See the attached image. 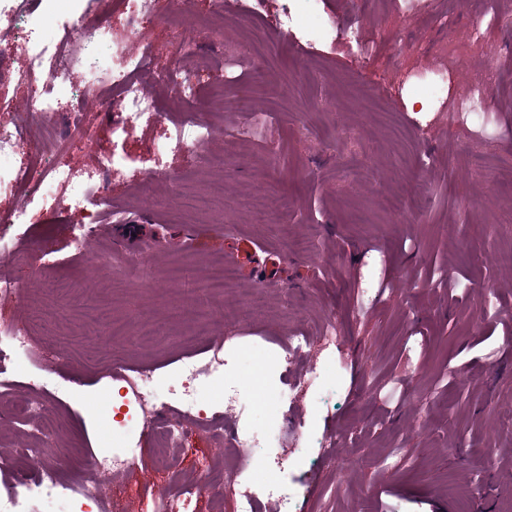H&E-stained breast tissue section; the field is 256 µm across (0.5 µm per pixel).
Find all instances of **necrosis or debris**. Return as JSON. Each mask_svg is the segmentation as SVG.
I'll return each mask as SVG.
<instances>
[{
  "instance_id": "1",
  "label": "necrosis or debris",
  "mask_w": 512,
  "mask_h": 512,
  "mask_svg": "<svg viewBox=\"0 0 512 512\" xmlns=\"http://www.w3.org/2000/svg\"><path fill=\"white\" fill-rule=\"evenodd\" d=\"M32 21L33 15L22 0H0V22L12 29L29 56L25 68L12 69L8 63L12 47L1 42L0 82H13L26 89L24 108L34 114L44 127L43 148L47 158L36 165L20 163L5 170L0 168V192L16 185L24 186L32 196L61 189L68 194L70 211L87 214L94 220L105 207L100 190L103 177L116 165L117 158L113 155L98 156L93 165L78 172L70 166L68 155L77 146L73 131L90 120L89 113L82 110L83 105L94 101L105 106L112 116L113 135L122 137L129 135L138 124L153 122L159 112L156 100L138 81V73L156 71L162 83L184 98L193 94V79L174 67L156 70L152 45L143 39L135 51L119 52L117 61L110 68L88 73L82 81H75L71 68L74 55L92 57L110 45L112 28L108 19H100L91 27L84 22L82 13H75L63 24L60 33L49 40L39 38L31 30ZM48 58L53 59L54 64L47 69L43 62ZM183 123V129L154 147L158 174H165L169 155H194L210 135L209 126L200 114L187 115ZM216 371V366L210 362L188 360L181 365L183 382L174 390L172 399L187 416L198 417V383ZM126 382L135 394L143 429L152 434L160 458H167L176 443L184 440L186 428L161 418L162 404L155 390L152 367L137 368ZM249 391L243 377L234 371H225L224 410L236 419L227 438L228 445L245 457L253 458L255 465L262 467L266 460L254 456V449L278 447L279 440L273 432L253 426L254 405L246 399ZM23 455L25 463L21 466L11 458L0 459V469L11 472L14 478L12 485L0 489V512H23L14 490L28 484L35 485L48 500L63 499L83 507L84 512H103L101 482L104 469L97 458H88L84 464L85 470L91 474L89 480L66 485L55 470L43 466L39 449H25ZM223 486V476L208 472L199 474L193 483L181 486L173 493L157 496L153 512H192L194 499L205 493L221 496Z\"/></svg>"
}]
</instances>
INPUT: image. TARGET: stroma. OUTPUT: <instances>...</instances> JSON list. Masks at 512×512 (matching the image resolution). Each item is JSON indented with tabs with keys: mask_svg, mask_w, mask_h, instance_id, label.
I'll return each instance as SVG.
<instances>
[{
	"mask_svg": "<svg viewBox=\"0 0 512 512\" xmlns=\"http://www.w3.org/2000/svg\"><path fill=\"white\" fill-rule=\"evenodd\" d=\"M321 0L337 35L313 38L284 23L289 0H244L226 17L219 0H193L190 10L165 5L144 32L158 67L197 74L192 98L163 84L144 86L160 104L154 125L112 136V118L92 123L93 151L73 155L74 169L95 154L119 160L103 193L112 220L87 240L94 268L71 246L64 227L82 223L62 203L31 204L28 224L0 227V276L20 281L22 303H0V325H24L41 308L54 333L33 327L32 356L12 375L14 394L39 399L52 423L0 425V451L39 442L42 462L63 482L76 480L86 457L132 448L137 466L111 469L108 485H125L124 512H151L159 480L152 436L112 395V361L154 365L157 393L179 384L190 358L228 361L235 371L267 369L265 385L302 376L308 360L283 373L273 357L295 332L319 342L335 325L327 350L336 378L309 387L288 413H255L283 443L294 425L307 439L291 458L268 449L276 465L245 461L225 477L248 474L294 493L297 512H457L452 487H464L474 512L512 503V267L499 250L512 247V0ZM451 16L442 26L441 16ZM364 29L361 48L351 31ZM184 31L196 52L175 56L169 34ZM446 40L474 51L472 70L496 66L497 77L473 118L449 123L445 103L468 88L467 73H448V100L428 98L432 52ZM266 73L254 85L253 67ZM23 88L0 85L13 103L0 121L24 125L38 162L43 136L25 112ZM240 98L256 122L226 111ZM191 112L207 113L213 133L196 158L154 171L152 147ZM223 180L224 193L203 212L180 198ZM264 202L265 224L253 221ZM133 242L123 241L126 233ZM234 267L223 296L203 294L212 267ZM201 290L199 313L179 314L181 295ZM112 318L103 342L80 336L85 301ZM260 309H253L254 301ZM226 302L224 316L210 309ZM207 327L206 336L183 340ZM43 376L32 390L27 372ZM200 405L208 422L185 445L206 466L223 464L224 381L206 384Z\"/></svg>",
	"mask_w": 512,
	"mask_h": 512,
	"instance_id": "1",
	"label": "stroma"
}]
</instances>
